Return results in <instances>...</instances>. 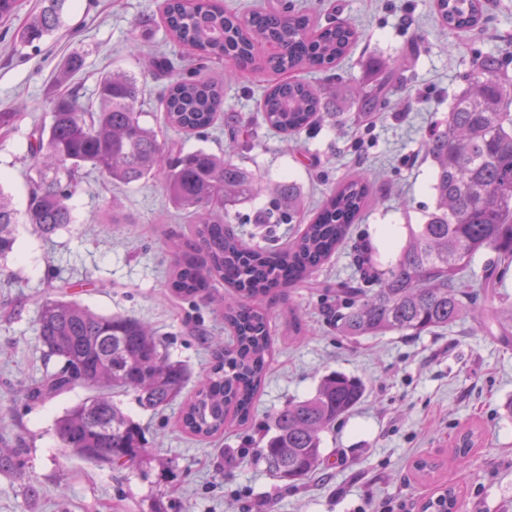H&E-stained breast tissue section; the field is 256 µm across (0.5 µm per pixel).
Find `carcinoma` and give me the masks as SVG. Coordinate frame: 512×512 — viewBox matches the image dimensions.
I'll use <instances>...</instances> for the list:
<instances>
[{"mask_svg":"<svg viewBox=\"0 0 512 512\" xmlns=\"http://www.w3.org/2000/svg\"><path fill=\"white\" fill-rule=\"evenodd\" d=\"M67 3L44 0L19 32L20 42L31 45L59 30ZM435 11L451 34L482 22L478 0H435ZM164 22L170 39L191 48L202 64L217 59L227 71L251 68L274 75L337 64L358 37L351 23L322 25L292 4L239 13L212 0H165ZM265 45H279L284 52L263 56ZM147 65L159 76L172 77L161 100L163 125L187 135L213 126L224 101V75H177L166 57H149ZM82 66L83 57L71 55L57 80L67 82ZM466 82L425 143L434 171V210L424 223L407 225L399 254L387 269L375 267L363 244L356 258L362 283L336 284L339 306L326 308L325 315L349 340L417 336L471 317L496 325L500 341L512 345V308L474 314L473 294L464 281L480 252L512 261V78L499 55L490 53L473 59ZM140 95L137 79L116 71L98 80L90 104H80L75 87L54 102L49 123L29 136L35 177L25 209L16 208L0 186V260L14 252L20 225L31 224L48 237L73 223L68 201L86 166L125 185L162 177L167 197L193 224L188 241L172 244L170 292L187 300L220 282L233 290L221 299L232 344L220 350L179 416L185 433L208 439L232 422L252 420L273 355L265 299L307 282L336 253L370 200V184L363 173L348 176L287 244L250 245L229 223L227 206L261 194L262 177L230 157L204 149L186 153L161 141L158 131L141 121ZM259 112L269 129L286 136L329 116L320 93L302 78L271 85ZM271 194L274 203L288 204V221H293L301 206L294 182L276 183ZM479 286L488 298L500 296L496 265L483 270ZM38 336L63 367L30 391L33 399L89 385L131 391L140 407L159 411L190 378L150 326L135 318L96 314L73 301L47 298L40 306ZM364 395L360 380L334 372L322 377L312 396L288 401L273 414L272 434L259 449L268 469L282 480L306 479L322 459L321 434ZM56 431L61 447L110 468L139 465L146 448L142 426L102 392L67 410ZM479 439L472 428L457 435L452 460L458 467L466 466ZM459 503L457 487L445 485L423 503L422 512H458Z\"/></svg>","mask_w":512,"mask_h":512,"instance_id":"cac0c4a2","label":"carcinoma"}]
</instances>
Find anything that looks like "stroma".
<instances>
[{
	"instance_id": "stroma-1",
	"label": "stroma",
	"mask_w": 512,
	"mask_h": 512,
	"mask_svg": "<svg viewBox=\"0 0 512 512\" xmlns=\"http://www.w3.org/2000/svg\"><path fill=\"white\" fill-rule=\"evenodd\" d=\"M293 2L322 22L336 15L359 33L349 58L305 75L329 111L357 112V101L345 92L349 83L368 91L382 87L386 95L360 123L326 121L291 143L257 119L273 82L259 71L227 75L224 112L204 135L187 138L161 127L168 80L145 71L143 55L167 56L202 77L223 67L218 60L198 65L190 50L170 40L160 19L162 0H71L65 26L35 47L22 45L17 34L41 0H19L16 13L0 19V112L22 115L15 130L0 132V187L16 207L24 206L34 175L27 136L48 122L63 92L54 75L76 51L85 57L71 79L81 103L94 100L99 73L127 72L142 89L143 122L184 151L223 153L230 127L252 121L253 147L236 163L268 182L295 180L306 217L358 168L368 174L374 197L314 283L270 302L274 356L251 422L198 440L177 426L181 401L154 413L134 394L114 392L147 440L143 463L117 470L64 450L56 435L57 419L92 388L28 396L62 367L38 339L40 303L63 294L93 312L146 322L194 381L214 360V340L230 339L231 332L207 298L189 302L167 288L170 242L190 237L191 219L170 204L162 179L118 186L87 169L69 200L74 224L50 237L21 229L13 254L0 263V448L19 449L24 462L20 470H0V512H418L432 484L418 477L414 463L427 456L442 463L438 479L460 486V512H512V416L503 410L512 400V345L470 319L419 336L350 341L324 315L336 302L337 283L359 276L355 244H371L378 265L387 268L408 225L424 223L433 210L434 174L424 142L465 88L474 56L505 54L512 75V0H481L483 29L453 36L443 29L434 0ZM398 55L408 57L407 66L389 69ZM114 198L131 218L118 228L106 220ZM269 202L263 193L230 210L245 241L281 245L299 231V224L277 215L258 223ZM292 311L306 329L296 340L288 336ZM332 371L362 380L366 395L324 433L323 464L302 483L281 480L258 453L264 430L288 400L310 397ZM472 424L482 436L459 469L450 450L457 433Z\"/></svg>"
}]
</instances>
